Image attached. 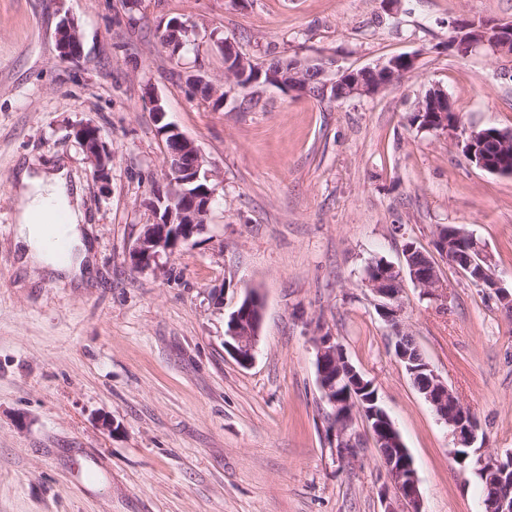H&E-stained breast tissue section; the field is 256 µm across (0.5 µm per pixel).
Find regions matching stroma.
<instances>
[{"instance_id": "obj_1", "label": "stroma", "mask_w": 512, "mask_h": 512, "mask_svg": "<svg viewBox=\"0 0 512 512\" xmlns=\"http://www.w3.org/2000/svg\"><path fill=\"white\" fill-rule=\"evenodd\" d=\"M66 17L76 63L57 49ZM460 17L512 22V0H0V512H384L365 424L353 460L331 446L318 325L372 380L413 457L422 512H480L477 477L451 460L448 426L362 283L373 259L403 267L409 240L434 262L450 296L403 281V325L485 450L512 452V317L435 248L439 226H464L512 291V176L461 148L471 131L512 129V71L487 49H449ZM171 19L192 28L176 55L160 42ZM223 39L258 67L321 63L328 81L402 54L417 64L376 95L319 100L234 87ZM195 75L223 100L193 90ZM438 87L461 116L452 137L410 122ZM151 96L200 148L216 195L194 244L136 271L129 252L165 173ZM85 122L112 151L108 183L72 136ZM61 161L93 249L83 288L31 280L13 246L17 167ZM247 285L264 317L244 367L224 336ZM57 47L65 62H78L83 54L81 38L74 21L65 18L57 28Z\"/></svg>"}]
</instances>
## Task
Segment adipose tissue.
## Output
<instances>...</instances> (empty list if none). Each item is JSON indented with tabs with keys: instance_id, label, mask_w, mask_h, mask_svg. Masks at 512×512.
Listing matches in <instances>:
<instances>
[{
	"instance_id": "adipose-tissue-1",
	"label": "adipose tissue",
	"mask_w": 512,
	"mask_h": 512,
	"mask_svg": "<svg viewBox=\"0 0 512 512\" xmlns=\"http://www.w3.org/2000/svg\"><path fill=\"white\" fill-rule=\"evenodd\" d=\"M12 192L15 199V247L23 265L40 269L58 277L72 287L86 285L92 267V249L83 234L84 213L78 190L72 189L66 167L35 172L20 169L14 176ZM65 212L64 233L71 245V257L59 263L46 246V229L40 224L42 214Z\"/></svg>"
}]
</instances>
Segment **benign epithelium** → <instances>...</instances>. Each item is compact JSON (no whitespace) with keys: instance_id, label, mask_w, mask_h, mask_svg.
<instances>
[{"instance_id":"1","label":"benign epithelium","mask_w":512,"mask_h":512,"mask_svg":"<svg viewBox=\"0 0 512 512\" xmlns=\"http://www.w3.org/2000/svg\"><path fill=\"white\" fill-rule=\"evenodd\" d=\"M451 31L453 34L449 39V46L461 56L484 46L496 54L505 52L512 46L511 24L504 26L455 20L451 22ZM57 47L63 61L77 62L81 59L82 42L73 20L65 18L59 23ZM223 47L227 63H235L234 67L227 70L228 75L238 86L244 89L249 87L250 83L245 81L248 63L238 56L230 43H223ZM416 62L414 55L396 56L373 67L342 70L336 80L328 82L322 80L320 66H312L310 62L300 59H287L274 63L278 73L267 84L308 95L311 81L318 79L321 81L323 93L338 101L374 95L387 89L412 72ZM149 104L157 122L161 123L159 133L165 138L167 173L152 191L153 200L150 205L154 223L145 225L142 235L129 253L130 264L136 271L156 269L162 255L171 254L179 247L191 244L193 238L202 233L208 223L215 192L209 185L208 172L203 170L204 157L198 146L174 124L164 122L166 112L159 98L149 99ZM416 111L430 112L432 131L446 132L451 136L461 124V121L455 119L457 111L447 92L439 88L428 92V97L417 103ZM505 134V130L473 131L465 140L463 151L478 168L493 174L512 176V167L491 162L486 153L482 152L486 140L492 137L501 139ZM73 137L92 166L93 175L101 182L108 181L112 153L105 147L100 129L90 122L82 123L73 128ZM458 236L470 240L479 255L475 259H462L446 247L443 256L448 259V264L464 274L471 272L475 264H480L479 271L484 278L479 280V284L489 288L501 308L511 313L512 293L501 288L495 274L488 269L491 265L489 253L466 229H461ZM405 273L424 295L433 299L447 297L448 285L438 276L434 264H429V269L425 271L410 261L406 271H398V280H403ZM364 283L378 299V311L392 328V340L398 341L402 335L399 324L400 289L389 287L390 281L381 276H369ZM263 313L264 301L258 289L245 288L242 299L230 317L224 340V345L242 366H247L254 360ZM311 340L316 349V370L322 397L332 408L328 431L337 456L341 459L355 457L354 448L358 447L359 439L353 431V414L358 409L369 427L386 477L398 500L406 505L404 512H422V496L414 460L409 449L402 443L399 430L385 411L379 412L375 408L368 410L355 402L356 385L365 384V380L354 367L347 366L349 375L353 376L352 382L346 381L345 388H340V377L336 376V360L346 356V353L342 345L336 342V338L319 327ZM424 369L430 371L429 387L421 390V394L439 419L451 429L454 448L450 455L459 465L460 471H471L484 481L492 473L497 475V502L482 503L483 512H512V453H508L504 460L502 456L487 454L483 447L476 446L479 425L473 420L468 422L456 416L457 411L464 409L459 397L430 370V365H424Z\"/></svg>"}]
</instances>
